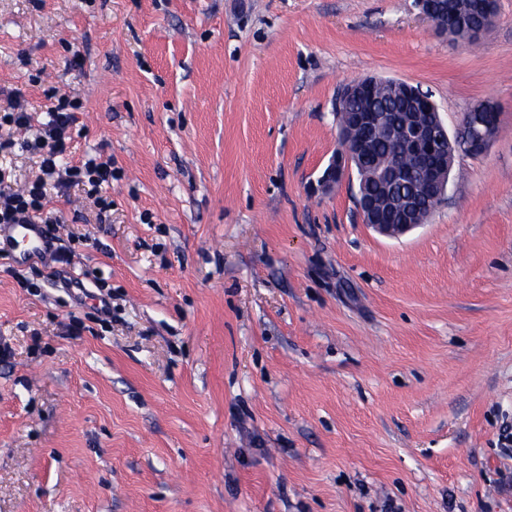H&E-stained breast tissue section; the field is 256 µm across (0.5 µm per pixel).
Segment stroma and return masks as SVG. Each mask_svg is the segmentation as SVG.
<instances>
[{
    "label": "stroma",
    "mask_w": 512,
    "mask_h": 512,
    "mask_svg": "<svg viewBox=\"0 0 512 512\" xmlns=\"http://www.w3.org/2000/svg\"><path fill=\"white\" fill-rule=\"evenodd\" d=\"M498 7L468 46L415 0H0V106L78 96L71 160L116 168L110 211L53 195V256L0 249V512H512ZM365 76L501 114L399 239L318 186ZM377 83L378 78L374 77L357 78L349 81L341 91L337 106L340 108L341 104L350 99L368 96Z\"/></svg>",
    "instance_id": "35a3bbf8"
}]
</instances>
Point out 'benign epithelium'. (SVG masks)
Segmentation results:
<instances>
[{
  "label": "benign epithelium",
  "instance_id": "1",
  "mask_svg": "<svg viewBox=\"0 0 512 512\" xmlns=\"http://www.w3.org/2000/svg\"><path fill=\"white\" fill-rule=\"evenodd\" d=\"M416 4L435 29L442 28L441 15L430 0H416ZM377 83L378 79L374 77L349 81L341 91L338 104L368 96ZM396 85L417 109L432 112L433 118L429 121L413 119L398 129L396 125L382 120L376 112H355L352 123L367 133L378 131L390 137L399 135L411 163L398 167L388 160H381L370 171V182L387 188L391 185L409 186L418 181L424 190L425 207L432 213L445 198L456 154L476 156L484 153L499 135L500 112L495 105L486 111L482 103L474 104L465 112L461 125L451 137L429 94L403 80L396 82ZM339 131L342 150L331 160L320 178V187L324 192L331 191L341 181L349 172L352 161L364 160L372 152L367 138H352L346 125L339 126ZM358 209L363 223L390 238H399L419 227V224L411 221L403 224L380 223L379 218L368 209L364 195L359 198Z\"/></svg>",
  "mask_w": 512,
  "mask_h": 512
}]
</instances>
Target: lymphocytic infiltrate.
Returning a JSON list of instances; mask_svg holds the SVG:
<instances>
[{
	"label": "lymphocytic infiltrate",
	"instance_id": "obj_1",
	"mask_svg": "<svg viewBox=\"0 0 512 512\" xmlns=\"http://www.w3.org/2000/svg\"><path fill=\"white\" fill-rule=\"evenodd\" d=\"M80 107L78 99L55 95L41 116L28 111L19 95H10L9 108L0 116V128L9 127L11 134L0 136V151L13 147V132H30V139L24 140L22 146L38 153L42 175L23 189L15 190L6 184L4 173L0 172V224H28L36 219L46 229H53L59 218L46 207L48 192L71 186L87 187L101 210L110 209L111 203L102 191L112 184L111 158L95 157L76 164L66 161Z\"/></svg>",
	"mask_w": 512,
	"mask_h": 512
}]
</instances>
